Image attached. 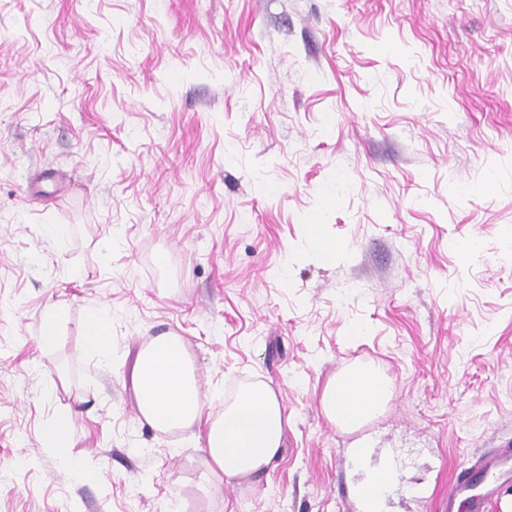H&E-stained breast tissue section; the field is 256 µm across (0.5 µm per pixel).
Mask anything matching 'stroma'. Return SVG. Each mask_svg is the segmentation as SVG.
Returning <instances> with one entry per match:
<instances>
[{"instance_id": "obj_1", "label": "stroma", "mask_w": 512, "mask_h": 512, "mask_svg": "<svg viewBox=\"0 0 512 512\" xmlns=\"http://www.w3.org/2000/svg\"><path fill=\"white\" fill-rule=\"evenodd\" d=\"M165 334L212 412L277 393L261 476L135 415ZM356 364L391 398L349 431L321 394ZM363 437L382 512L512 438V0H0V512H362ZM85 344L101 358H107L112 347V336L109 331V321L102 309H92L86 318ZM44 440L62 458H68L67 448L70 447V426L67 421L59 419L49 424L44 430Z\"/></svg>"}]
</instances>
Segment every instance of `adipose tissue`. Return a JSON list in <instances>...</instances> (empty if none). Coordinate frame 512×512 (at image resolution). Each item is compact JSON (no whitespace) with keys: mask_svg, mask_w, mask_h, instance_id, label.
I'll use <instances>...</instances> for the list:
<instances>
[{"mask_svg":"<svg viewBox=\"0 0 512 512\" xmlns=\"http://www.w3.org/2000/svg\"><path fill=\"white\" fill-rule=\"evenodd\" d=\"M132 382L139 411L152 426L205 424V463L220 478L260 475L281 451L288 419L275 391L263 383L248 385L225 404L220 417H206L181 337L159 336L140 349ZM388 399L387 381L372 365H357L332 377L321 395L326 417L349 429L380 414Z\"/></svg>","mask_w":512,"mask_h":512,"instance_id":"1","label":"adipose tissue"}]
</instances>
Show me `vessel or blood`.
Here are the masks:
<instances>
[{
  "mask_svg": "<svg viewBox=\"0 0 512 512\" xmlns=\"http://www.w3.org/2000/svg\"><path fill=\"white\" fill-rule=\"evenodd\" d=\"M512 482V441L454 471L448 485L446 512H489L491 485Z\"/></svg>",
  "mask_w": 512,
  "mask_h": 512,
  "instance_id": "b4317fda",
  "label": "vessel or blood"
}]
</instances>
